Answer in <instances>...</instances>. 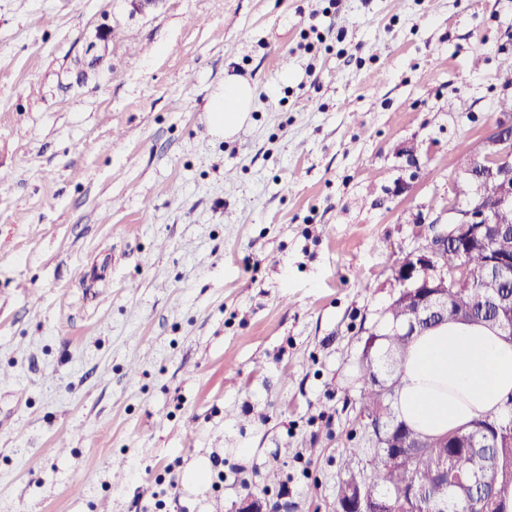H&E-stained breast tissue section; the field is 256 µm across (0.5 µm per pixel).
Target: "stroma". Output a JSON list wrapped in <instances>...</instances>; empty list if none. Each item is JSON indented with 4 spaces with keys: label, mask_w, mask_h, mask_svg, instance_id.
I'll return each instance as SVG.
<instances>
[{
    "label": "stroma",
    "mask_w": 512,
    "mask_h": 512,
    "mask_svg": "<svg viewBox=\"0 0 512 512\" xmlns=\"http://www.w3.org/2000/svg\"><path fill=\"white\" fill-rule=\"evenodd\" d=\"M507 57L512 0H0V512H336ZM255 90L249 82L230 75L224 85L211 95L210 129L218 137H233L249 118L253 109Z\"/></svg>",
    "instance_id": "stroma-1"
}]
</instances>
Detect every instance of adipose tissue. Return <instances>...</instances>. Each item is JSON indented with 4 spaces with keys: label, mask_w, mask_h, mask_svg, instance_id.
I'll return each instance as SVG.
<instances>
[{
    "label": "adipose tissue",
    "mask_w": 512,
    "mask_h": 512,
    "mask_svg": "<svg viewBox=\"0 0 512 512\" xmlns=\"http://www.w3.org/2000/svg\"><path fill=\"white\" fill-rule=\"evenodd\" d=\"M255 90L227 76L209 101L210 129L233 137L248 120ZM512 397V340L482 325L451 322L414 337L398 390V416L437 436L486 415H499Z\"/></svg>",
    "instance_id": "1"
}]
</instances>
